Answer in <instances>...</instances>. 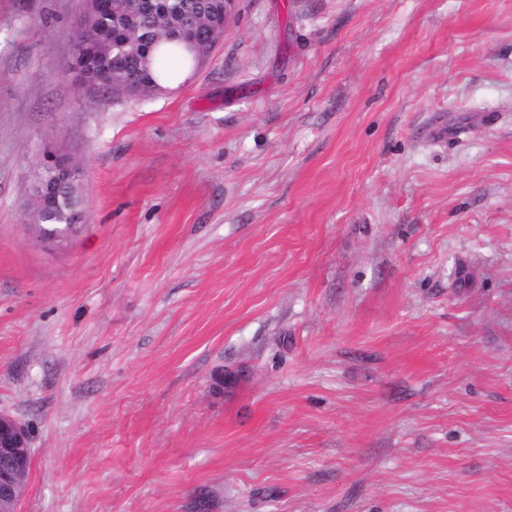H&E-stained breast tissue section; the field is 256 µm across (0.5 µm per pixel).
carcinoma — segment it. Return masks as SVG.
Segmentation results:
<instances>
[{
  "mask_svg": "<svg viewBox=\"0 0 512 512\" xmlns=\"http://www.w3.org/2000/svg\"><path fill=\"white\" fill-rule=\"evenodd\" d=\"M170 12L185 18L184 26H195V19L208 16L215 0H160ZM76 42L99 47L100 53L93 67L81 81L90 86L112 87L113 79L133 83L148 75L162 87L175 82L195 65L194 53L174 31L158 27L149 13L133 19L110 10L100 13L93 24L80 26ZM138 43L141 54L133 56L125 51L124 43Z\"/></svg>",
  "mask_w": 512,
  "mask_h": 512,
  "instance_id": "obj_1",
  "label": "carcinoma"
}]
</instances>
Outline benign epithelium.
<instances>
[{"label": "benign epithelium", "mask_w": 512, "mask_h": 512, "mask_svg": "<svg viewBox=\"0 0 512 512\" xmlns=\"http://www.w3.org/2000/svg\"><path fill=\"white\" fill-rule=\"evenodd\" d=\"M112 8L118 13L134 14L139 8L138 0H80V23ZM35 169H50L57 173L66 188L77 197H82V168L68 155L54 149L46 150ZM29 206L30 223L37 226L46 240H56L71 234L84 223L85 211L79 210L68 223L50 230L55 223L58 199L37 174H32ZM32 464V449L28 429L14 417L0 413V512H19V505L26 492V479Z\"/></svg>", "instance_id": "benign-epithelium-1"}]
</instances>
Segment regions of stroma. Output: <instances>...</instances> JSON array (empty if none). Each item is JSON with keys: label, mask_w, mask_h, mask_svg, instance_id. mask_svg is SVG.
Returning a JSON list of instances; mask_svg holds the SVG:
<instances>
[{"label": "stroma", "mask_w": 512, "mask_h": 512, "mask_svg": "<svg viewBox=\"0 0 512 512\" xmlns=\"http://www.w3.org/2000/svg\"><path fill=\"white\" fill-rule=\"evenodd\" d=\"M77 9L0 0L20 512H512V0H239L137 97L65 72ZM200 27L208 30L211 33V37L216 36L218 39L216 42H212V40L203 41V38L201 37L198 41L193 39L192 42H190V46L196 52L197 56L195 68H197L202 63V61L219 44V42L224 36L223 33L222 37L219 38L220 27L217 25L215 21L212 23L205 22ZM44 169H50L57 173L59 179L65 184L66 188L77 196L80 201V210L73 216L72 220L65 224L55 221L58 198L51 196V190L41 180L37 178L39 172ZM32 174L30 187L29 206L31 211L30 224L37 226L40 235L46 240H56L71 234L78 226L84 223L85 211L83 208V176L82 168L74 162L65 153L54 149L46 150L40 161L36 164ZM51 224L59 225L55 230L48 229Z\"/></svg>", "instance_id": "1"}]
</instances>
